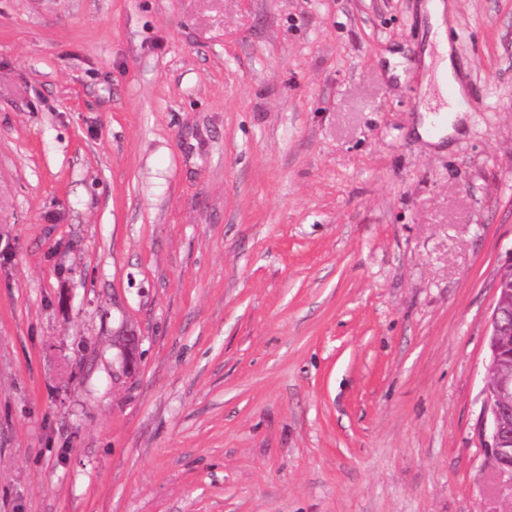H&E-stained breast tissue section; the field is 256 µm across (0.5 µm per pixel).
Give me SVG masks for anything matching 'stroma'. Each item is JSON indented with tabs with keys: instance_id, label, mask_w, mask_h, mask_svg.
Wrapping results in <instances>:
<instances>
[{
	"instance_id": "1",
	"label": "stroma",
	"mask_w": 512,
	"mask_h": 512,
	"mask_svg": "<svg viewBox=\"0 0 512 512\" xmlns=\"http://www.w3.org/2000/svg\"><path fill=\"white\" fill-rule=\"evenodd\" d=\"M442 2L434 143L428 0H0V512H512V0ZM429 7L431 9L430 23L432 25V32L436 33L435 42L439 54L436 67V83L443 102L448 103V106L443 105L440 108V112L454 113L451 121H456L458 118L462 119V113L465 112V92L456 80L450 44L444 35V5L439 0H436ZM508 279L512 281V259L499 269L496 279L480 427L487 457L498 472L510 475L512 503V289L507 288Z\"/></svg>"
}]
</instances>
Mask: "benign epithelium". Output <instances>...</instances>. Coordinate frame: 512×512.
I'll return each mask as SVG.
<instances>
[{
  "label": "benign epithelium",
  "instance_id": "obj_1",
  "mask_svg": "<svg viewBox=\"0 0 512 512\" xmlns=\"http://www.w3.org/2000/svg\"><path fill=\"white\" fill-rule=\"evenodd\" d=\"M512 259L498 271L497 298L491 315L490 360L482 389L481 431L485 452L495 469L512 476ZM138 337L125 331L120 336L124 372L131 373V362L138 351Z\"/></svg>",
  "mask_w": 512,
  "mask_h": 512
}]
</instances>
